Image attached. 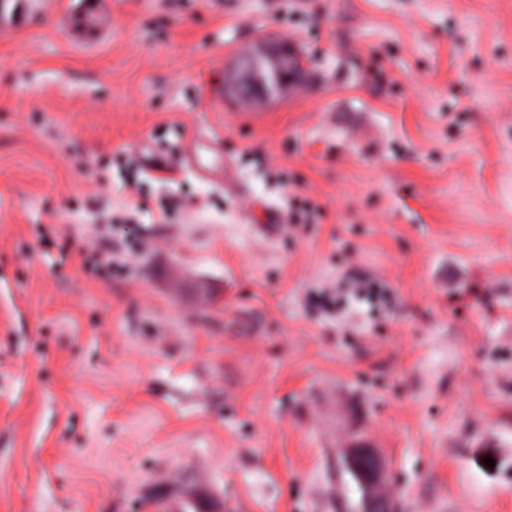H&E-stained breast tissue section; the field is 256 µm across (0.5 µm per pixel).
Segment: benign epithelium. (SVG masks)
I'll list each match as a JSON object with an SVG mask.
<instances>
[{"label":"benign epithelium","instance_id":"benign-epithelium-1","mask_svg":"<svg viewBox=\"0 0 512 512\" xmlns=\"http://www.w3.org/2000/svg\"><path fill=\"white\" fill-rule=\"evenodd\" d=\"M304 70L302 56L288 41L263 42L245 62L235 89L249 98H269L298 81ZM348 467L362 487L364 512H394L391 502L371 494L375 485L387 481L386 467L376 454L361 448L348 459Z\"/></svg>","mask_w":512,"mask_h":512}]
</instances>
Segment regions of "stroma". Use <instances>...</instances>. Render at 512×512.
<instances>
[{
	"label": "stroma",
	"instance_id": "35a3bbf8",
	"mask_svg": "<svg viewBox=\"0 0 512 512\" xmlns=\"http://www.w3.org/2000/svg\"><path fill=\"white\" fill-rule=\"evenodd\" d=\"M56 2L0 27V512L203 470L212 512H339L359 448L398 512H512V0H111L93 45ZM271 36L308 68L242 100Z\"/></svg>",
	"mask_w": 512,
	"mask_h": 512
}]
</instances>
